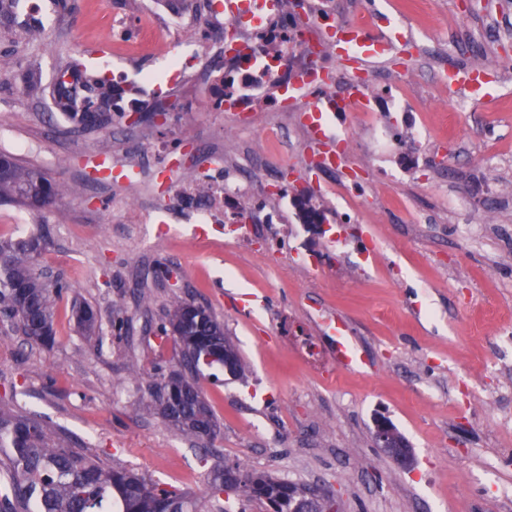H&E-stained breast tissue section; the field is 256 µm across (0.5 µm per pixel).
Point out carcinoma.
I'll return each instance as SVG.
<instances>
[{"instance_id":"obj_1","label":"carcinoma","mask_w":512,"mask_h":512,"mask_svg":"<svg viewBox=\"0 0 512 512\" xmlns=\"http://www.w3.org/2000/svg\"><path fill=\"white\" fill-rule=\"evenodd\" d=\"M14 2L0 0V28L13 27ZM29 84L31 98L50 95L53 108L78 130L104 128L112 124V116L127 112L112 79L89 78L76 61L59 64L46 87L38 79ZM78 191L77 185L54 182L40 168L0 151V200L46 207ZM44 248L39 236L0 239V320L17 321L28 340L49 348L54 343L57 304L71 285L61 280L49 283L36 273L33 260ZM72 317L84 335H99L101 322L91 305L73 306ZM157 335L162 341L175 339L189 372L186 382L176 375L156 387L154 399L161 416L187 439L213 442L220 434L219 423L196 377L202 366L224 365L226 356L231 375H242L238 349L208 307L177 294ZM0 480L6 486L0 493V512H197L195 498L188 493L149 482L131 469L109 467L97 454L73 447L38 418L7 406H0ZM207 493L216 512H234L236 500L254 503L265 512H294L299 502L309 512H324L310 498V485L238 463L214 467Z\"/></svg>"}]
</instances>
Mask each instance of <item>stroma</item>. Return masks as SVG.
Instances as JSON below:
<instances>
[{"mask_svg":"<svg viewBox=\"0 0 512 512\" xmlns=\"http://www.w3.org/2000/svg\"><path fill=\"white\" fill-rule=\"evenodd\" d=\"M153 2L68 0L62 12L46 0L41 40L0 33V151L83 189L41 209L0 204V237H44L36 271L73 287L58 304L52 348L0 334V399L108 465L191 493L201 512H213L207 476L225 461L321 484L339 512H512L501 497L512 490V197L501 194L512 188V74L489 72L485 99L465 112L451 111L445 81L475 57L512 65L503 51L512 0H330L393 42L412 41L410 56L371 59L368 71L383 99L387 79L412 70L420 107L381 118L397 138L418 119L431 133L420 153L377 149L369 124L347 112L339 126L350 202L316 188L299 110L257 115L259 129L276 134L273 154L288 161L279 180L253 145L231 139L237 116L185 111L192 79L170 84L152 55H95L134 37ZM69 58L147 106L163 98L176 110L162 124L117 119L72 131L23 91L28 73L50 81ZM199 141L231 158L228 175L309 195L323 224H303L277 194L257 192L246 208L253 220H276L274 259L232 242L220 224L196 236L167 205L173 179L205 174ZM132 198L150 223H129ZM175 293L209 306L246 364L243 377L216 366L199 381L221 428L209 453L152 407L156 383L182 370L178 348L155 335ZM76 298L97 310L100 338L77 331ZM119 318L120 336L111 329ZM333 318L359 367L335 370L324 326ZM379 414L408 439L410 467L376 448Z\"/></svg>","mask_w":512,"mask_h":512,"instance_id":"1","label":"stroma"}]
</instances>
